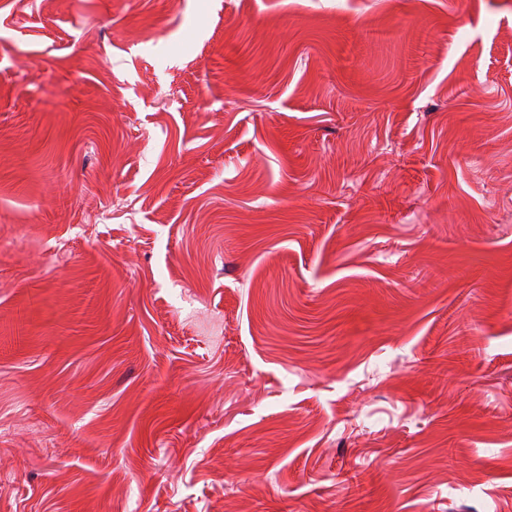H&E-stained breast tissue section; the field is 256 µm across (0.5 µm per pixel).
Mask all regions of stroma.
I'll return each instance as SVG.
<instances>
[{
    "mask_svg": "<svg viewBox=\"0 0 512 512\" xmlns=\"http://www.w3.org/2000/svg\"><path fill=\"white\" fill-rule=\"evenodd\" d=\"M0 512H512V0H0Z\"/></svg>",
    "mask_w": 512,
    "mask_h": 512,
    "instance_id": "35a3bbf8",
    "label": "stroma"
}]
</instances>
